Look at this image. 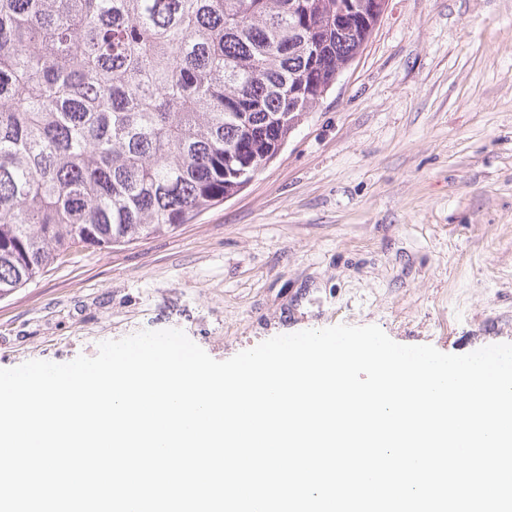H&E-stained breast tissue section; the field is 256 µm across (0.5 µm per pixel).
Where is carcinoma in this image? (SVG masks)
I'll return each mask as SVG.
<instances>
[{"label":"carcinoma","instance_id":"cac0c4a2","mask_svg":"<svg viewBox=\"0 0 512 512\" xmlns=\"http://www.w3.org/2000/svg\"><path fill=\"white\" fill-rule=\"evenodd\" d=\"M346 2L0 0V298L239 193L367 45Z\"/></svg>","mask_w":512,"mask_h":512}]
</instances>
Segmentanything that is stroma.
<instances>
[{
  "label": "stroma",
  "mask_w": 512,
  "mask_h": 512,
  "mask_svg": "<svg viewBox=\"0 0 512 512\" xmlns=\"http://www.w3.org/2000/svg\"><path fill=\"white\" fill-rule=\"evenodd\" d=\"M339 324L448 354L512 344V0H388L236 197L0 298V369L164 329L225 361Z\"/></svg>",
  "instance_id": "1"
}]
</instances>
